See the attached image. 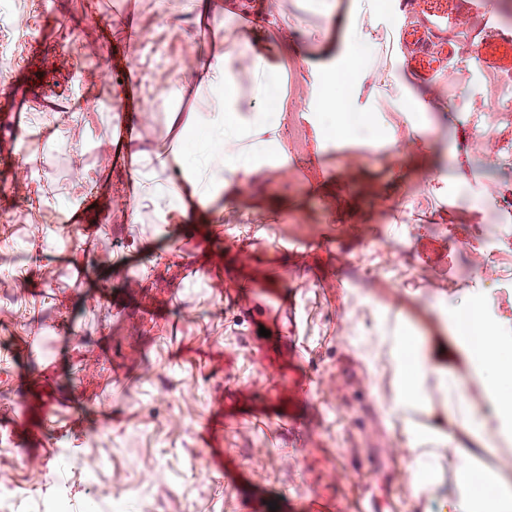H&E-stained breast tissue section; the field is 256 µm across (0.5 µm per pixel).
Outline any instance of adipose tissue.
I'll return each mask as SVG.
<instances>
[{
    "instance_id": "adipose-tissue-1",
    "label": "adipose tissue",
    "mask_w": 512,
    "mask_h": 512,
    "mask_svg": "<svg viewBox=\"0 0 512 512\" xmlns=\"http://www.w3.org/2000/svg\"><path fill=\"white\" fill-rule=\"evenodd\" d=\"M265 49L257 38L227 39L203 66L199 80L209 89L212 106L194 113L193 126L205 132L206 141L200 146L180 133L177 149L161 161L177 203L159 209L160 223L212 222L213 199L221 194L235 198L261 169L252 142L258 135L277 141L276 116L283 109L282 66ZM243 59L250 67L241 73L233 63ZM450 331L451 341L422 342L395 327L382 332L373 347L374 354L387 357L396 377L392 413L409 438L411 482L419 494L438 498L443 464L449 461L454 490L439 498L440 512H512V471L500 468L482 480L473 469L479 453L512 455V441L493 428L512 414V344L504 343L493 324L486 327L480 350L458 324ZM460 357L482 382L488 397L483 406H475L463 378L448 367ZM420 411L429 419L422 428L412 418Z\"/></svg>"
}]
</instances>
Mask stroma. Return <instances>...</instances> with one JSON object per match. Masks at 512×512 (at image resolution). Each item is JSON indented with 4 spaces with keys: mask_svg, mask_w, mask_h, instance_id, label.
<instances>
[{
    "mask_svg": "<svg viewBox=\"0 0 512 512\" xmlns=\"http://www.w3.org/2000/svg\"><path fill=\"white\" fill-rule=\"evenodd\" d=\"M0 0V87L27 83L19 67L31 39L51 49L41 63L50 91L29 107L24 134L8 145L20 194H0V486L14 493L7 512H304L315 493L334 512H439L421 497L397 448L405 434L389 413L395 377L371 357L373 336L401 318L414 335L437 338L443 309L486 304L512 337V261L498 281L468 264L452 227L512 233V155L495 171L461 152L484 131L490 143L512 140V72L483 63L481 45L512 29V0H448L456 53L437 87L414 82L403 64L401 21L416 14L401 0H358L369 42L350 86L371 110L378 137L347 149L324 126L329 70L344 52L339 35H322L315 0H209L206 24L194 0H133L143 39L127 75L151 111L131 150L161 153L175 144L164 105L177 90L180 112H205L210 100L193 76L209 57L212 34H244L259 7L277 30L286 110L277 157L285 171L254 175L234 202L216 200L224 236L197 245L179 226L162 233L157 211L134 204L112 141L121 115L103 110V84L127 30L113 18L101 36L98 14L114 0H24L15 25ZM406 94L433 97L421 120L394 108ZM76 113L64 126L59 115ZM79 171L81 185L69 175ZM96 198L89 223L63 228L80 199ZM57 225V233L42 224ZM283 283L292 321L269 319L281 342L267 356L262 336L217 280ZM108 284L119 300L99 297ZM312 377L299 401L290 377ZM49 408L58 424L34 442L15 420L19 407ZM291 411L292 430L255 428L256 413ZM99 466L88 471L89 459ZM216 463L232 479L207 477Z\"/></svg>",
    "mask_w": 512,
    "mask_h": 512,
    "instance_id": "1",
    "label": "stroma"
}]
</instances>
